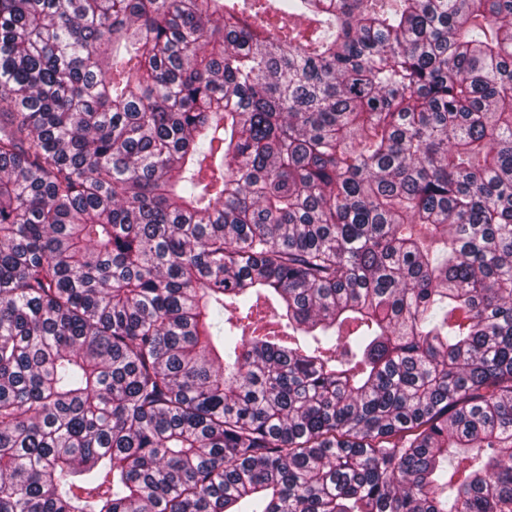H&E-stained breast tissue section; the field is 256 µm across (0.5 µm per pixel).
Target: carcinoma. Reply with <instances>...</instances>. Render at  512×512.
Wrapping results in <instances>:
<instances>
[{"label":"carcinoma","instance_id":"carcinoma-1","mask_svg":"<svg viewBox=\"0 0 512 512\" xmlns=\"http://www.w3.org/2000/svg\"><path fill=\"white\" fill-rule=\"evenodd\" d=\"M0 512H512V0H0Z\"/></svg>","mask_w":512,"mask_h":512}]
</instances>
